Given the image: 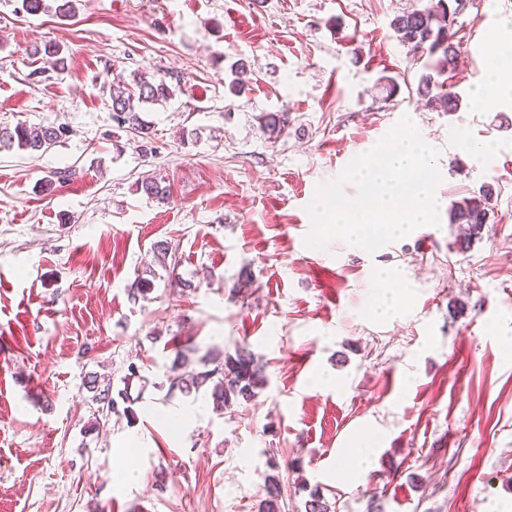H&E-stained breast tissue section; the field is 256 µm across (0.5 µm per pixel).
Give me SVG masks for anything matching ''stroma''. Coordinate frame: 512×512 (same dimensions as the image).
Instances as JSON below:
<instances>
[{
  "instance_id": "35a3bbf8",
  "label": "stroma",
  "mask_w": 512,
  "mask_h": 512,
  "mask_svg": "<svg viewBox=\"0 0 512 512\" xmlns=\"http://www.w3.org/2000/svg\"><path fill=\"white\" fill-rule=\"evenodd\" d=\"M425 3L77 0L61 20L0 0V126L68 128L45 153L0 151V512H258L269 473L284 512L313 489L330 512H512V97L474 103L512 51V0L459 17L451 113L425 107L431 59L390 27ZM48 43L65 70L35 55ZM136 72L176 90L145 114L147 157L103 92ZM405 115L440 151L439 226L372 253L306 246L318 185ZM67 164L77 177L43 191ZM148 176L171 198L140 191ZM487 186L490 219L461 248L450 208ZM159 241L176 275L132 300ZM188 339L247 346L267 387L222 413L170 392L164 344ZM132 362L136 420L95 427L85 377L119 389ZM359 432L380 440L371 465L337 476Z\"/></svg>"
}]
</instances>
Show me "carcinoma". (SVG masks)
Returning <instances> with one entry per match:
<instances>
[{
    "label": "carcinoma",
    "mask_w": 512,
    "mask_h": 512,
    "mask_svg": "<svg viewBox=\"0 0 512 512\" xmlns=\"http://www.w3.org/2000/svg\"><path fill=\"white\" fill-rule=\"evenodd\" d=\"M75 0H60L55 8H50L46 0H22V9L29 14L54 12L60 19L75 16ZM467 7V0H427L422 9L406 11L391 21V29L396 39L415 53H428L436 57L435 72L442 74L456 69L462 54L461 43L454 40L453 27L457 16ZM436 80L431 74L421 77V84L428 95L427 103L443 112H455L460 98L452 91L433 93ZM111 103L112 121L117 127L128 129L138 137L137 148L144 155L153 152L152 127L143 118L142 106L165 102L174 92L162 77L133 75L128 81L118 75L107 82ZM64 126H28L18 124L14 128H0V150L14 147L31 152H45L66 136ZM140 190L152 198L166 199L170 188L150 177L141 182ZM492 188L486 187L478 196L466 197L455 203L450 213L453 224L466 225L461 245H469L481 237V230L490 218L489 200ZM175 357L172 369L181 374L172 379L170 390H178L186 397L200 393L210 395L214 407L228 409L240 401L252 400L268 384L265 366L246 346H240L235 353L216 352L212 349L199 357L196 346L186 345L174 348ZM140 378L139 366L131 363L122 378L124 387L113 391L110 380H102L98 375L87 376L84 387L92 393V401L97 404V412L107 420L113 414H121L127 419L135 416L128 393L133 380ZM266 497L261 501L259 512H281L282 492L278 476L269 475L265 479Z\"/></svg>",
    "instance_id": "obj_1"
}]
</instances>
